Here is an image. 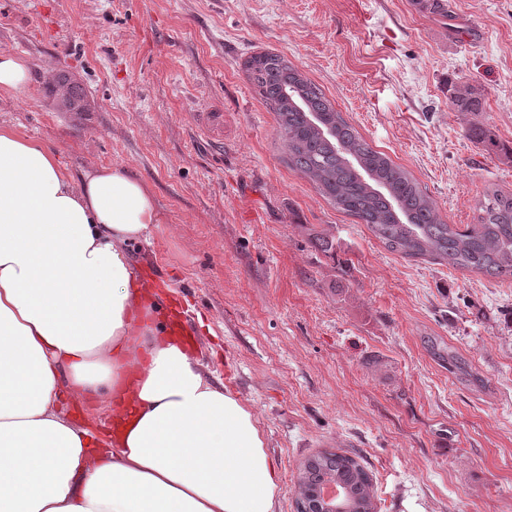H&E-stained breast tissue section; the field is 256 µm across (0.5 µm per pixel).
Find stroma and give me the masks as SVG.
<instances>
[{
	"instance_id": "obj_1",
	"label": "stroma",
	"mask_w": 512,
	"mask_h": 512,
	"mask_svg": "<svg viewBox=\"0 0 512 512\" xmlns=\"http://www.w3.org/2000/svg\"><path fill=\"white\" fill-rule=\"evenodd\" d=\"M456 30L412 0H0V52L27 87L0 92V129L51 147L72 174L130 168L160 222L134 246L157 270L196 355L251 405L294 512L302 461L355 453L377 512H512V280L388 251L289 169L246 61L284 55L451 224L512 190V0H449ZM60 70L88 105L58 111ZM477 88L482 110L456 111ZM339 243L336 258L315 244ZM455 349L477 375L449 373ZM30 79V66L25 56L13 52L0 53V92L23 90ZM467 133L469 137L481 143L488 154H499L503 151L505 153L504 146L500 144L495 134L483 124L479 122L470 123Z\"/></svg>"
}]
</instances>
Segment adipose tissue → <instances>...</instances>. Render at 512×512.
I'll list each match as a JSON object with an SVG mask.
<instances>
[{
	"label": "adipose tissue",
	"mask_w": 512,
	"mask_h": 512,
	"mask_svg": "<svg viewBox=\"0 0 512 512\" xmlns=\"http://www.w3.org/2000/svg\"><path fill=\"white\" fill-rule=\"evenodd\" d=\"M159 221L128 168L76 176L0 129V512H277L254 410L138 286L130 249ZM82 405L117 414L114 435Z\"/></svg>",
	"instance_id": "ef3b65f1"
}]
</instances>
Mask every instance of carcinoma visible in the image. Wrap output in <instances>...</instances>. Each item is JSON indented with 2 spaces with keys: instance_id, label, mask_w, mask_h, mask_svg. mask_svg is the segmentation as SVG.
Returning a JSON list of instances; mask_svg holds the SVG:
<instances>
[{
  "instance_id": "obj_1",
  "label": "carcinoma",
  "mask_w": 512,
  "mask_h": 512,
  "mask_svg": "<svg viewBox=\"0 0 512 512\" xmlns=\"http://www.w3.org/2000/svg\"><path fill=\"white\" fill-rule=\"evenodd\" d=\"M443 20L455 19L448 0H415ZM255 92L274 112L277 133L288 151V167L308 178L336 209L357 218L391 252L405 258L440 261L456 270L512 279V191L491 190L480 200L477 223L462 229L447 223L413 178L374 149L338 112L323 90L280 54L264 52L245 64ZM57 107L83 105L85 91L63 72L53 78ZM459 112H479V93L466 88L454 96ZM469 137L490 154L505 151L495 134L470 123ZM336 482L351 512H371L376 490L356 458L324 451L307 457L293 495L314 509L317 492Z\"/></svg>"
}]
</instances>
